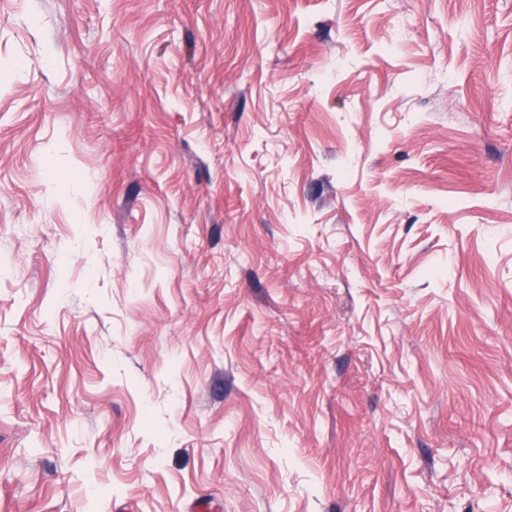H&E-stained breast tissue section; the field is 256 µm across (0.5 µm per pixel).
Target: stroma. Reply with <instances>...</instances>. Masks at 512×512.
Wrapping results in <instances>:
<instances>
[{"label": "stroma", "instance_id": "stroma-1", "mask_svg": "<svg viewBox=\"0 0 512 512\" xmlns=\"http://www.w3.org/2000/svg\"><path fill=\"white\" fill-rule=\"evenodd\" d=\"M512 512V0H0V512Z\"/></svg>", "mask_w": 512, "mask_h": 512}]
</instances>
